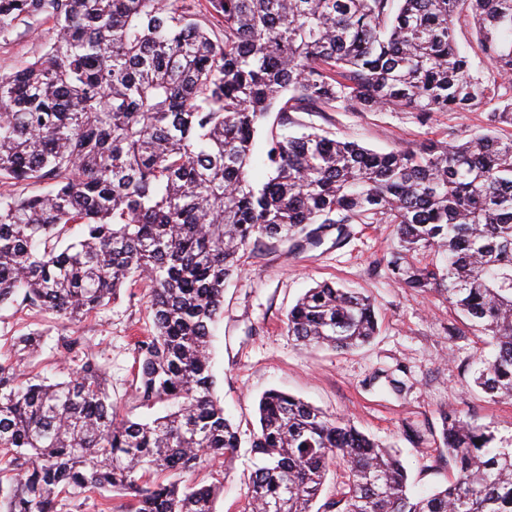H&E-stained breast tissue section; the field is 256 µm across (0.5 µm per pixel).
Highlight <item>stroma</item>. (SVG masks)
I'll list each match as a JSON object with an SVG mask.
<instances>
[{"label":"stroma","mask_w":512,"mask_h":512,"mask_svg":"<svg viewBox=\"0 0 512 512\" xmlns=\"http://www.w3.org/2000/svg\"><path fill=\"white\" fill-rule=\"evenodd\" d=\"M43 18L21 22L0 39V74L23 60L40 56L50 39ZM287 133L314 126L341 139L388 151L417 147L449 133L465 138L485 125V114L435 112L420 119L415 112H296ZM396 244L389 224H346L330 229L319 243L271 241L249 250L240 275L224 287V306L212 338L215 393L241 433L237 456L183 472L185 482L221 488L216 512H242L253 468L249 440L257 428L260 396L280 390L344 417L361 432L399 450L409 474V490L420 495L451 482L455 468L441 436V413L459 409L478 425L503 438L512 437V400L494 399L470 385L482 337L449 336L462 322L443 296L404 287L387 269L384 257ZM323 282L367 295L379 317L373 341L353 351L306 347L288 335L286 315L306 290ZM52 315L22 303L0 308V337L42 330V347L31 372L52 377L73 372L77 359L61 357ZM153 324L147 290L135 283L120 301L69 332L89 342L110 380L112 399L131 418L163 414V405L132 408L137 337Z\"/></svg>","instance_id":"35a3bbf8"}]
</instances>
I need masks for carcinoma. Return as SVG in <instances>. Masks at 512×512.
Here are the masks:
<instances>
[{"mask_svg": "<svg viewBox=\"0 0 512 512\" xmlns=\"http://www.w3.org/2000/svg\"><path fill=\"white\" fill-rule=\"evenodd\" d=\"M52 22L43 55L0 75V306L17 301L70 324L143 280L153 333L137 343L135 407L117 412L81 336L69 378L26 373L41 331L0 353V512H71L86 492L127 512H215L217 486L164 476L233 456L238 427L214 395L210 342L241 253L313 224H393L387 266L438 293L493 347L473 383L512 399V0H0V37ZM471 22L500 83L458 50ZM487 107L467 138L378 152L313 127L270 134L267 179L249 180L259 122L292 112H431ZM74 224L81 235L59 247ZM304 346L358 348L376 335L369 297L321 283L287 315ZM260 464L244 512H512V440L460 410L442 414L456 471L408 495L388 446L287 393L258 401ZM346 482L314 505L330 468Z\"/></svg>", "mask_w": 512, "mask_h": 512, "instance_id": "1", "label": "carcinoma"}]
</instances>
